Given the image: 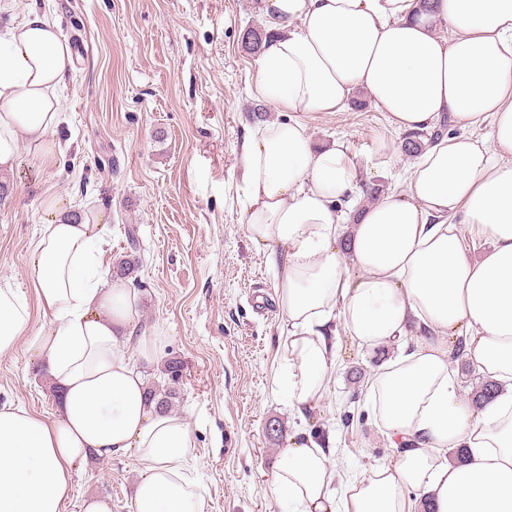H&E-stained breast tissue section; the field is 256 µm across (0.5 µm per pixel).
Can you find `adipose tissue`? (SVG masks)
Instances as JSON below:
<instances>
[{
  "instance_id": "ef3b65f1",
  "label": "adipose tissue",
  "mask_w": 512,
  "mask_h": 512,
  "mask_svg": "<svg viewBox=\"0 0 512 512\" xmlns=\"http://www.w3.org/2000/svg\"><path fill=\"white\" fill-rule=\"evenodd\" d=\"M258 9L272 36L255 91L289 116L243 146L244 224L275 271L289 404L301 411L323 395L337 327L371 348L424 334L368 384L396 461L340 495L334 449L296 435L273 497L293 512H412L416 497L432 512H512V0H259ZM72 64L45 17L0 33V174L24 145L53 163ZM358 90L395 130L446 115L459 132L424 149L404 191L346 213L357 171L345 144L317 145L297 116L340 111ZM485 122L489 140L473 139ZM466 228L487 244L479 256ZM105 244L104 224L53 196L27 265L32 295L0 279V356L40 313L48 326L27 350L59 397L49 418L0 406V512H65L77 466L125 455L140 471L132 512H204L186 474L190 425L147 401L125 351L134 341L142 360L157 361L135 295L104 275ZM456 354L500 385L493 400L476 408L464 396ZM456 448L463 461L451 458Z\"/></svg>"
}]
</instances>
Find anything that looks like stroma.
Listing matches in <instances>:
<instances>
[{
    "label": "stroma",
    "instance_id": "1",
    "mask_svg": "<svg viewBox=\"0 0 512 512\" xmlns=\"http://www.w3.org/2000/svg\"><path fill=\"white\" fill-rule=\"evenodd\" d=\"M53 21L69 42L74 69L52 165L21 147L0 195V279L26 286L44 201L57 194L108 226L107 265L138 260L124 280L137 298L140 329L158 337L162 358L184 364L179 384L149 365L147 383L175 387L173 411L195 440L193 478L205 512H288L271 494L276 462L290 437L328 436L339 482L394 461L395 451L365 404L368 381L398 354L336 332V368L323 396L297 414L275 384L285 317L264 251L249 241L241 149L256 119L257 58L242 37L266 28L256 0H9L0 30L31 11ZM316 143L343 140L363 186L404 188L415 164L387 116L366 93L339 112L300 117ZM135 228L136 241L126 230ZM16 402L50 417V377L25 346L0 356V405ZM280 422L281 433L270 423ZM134 457L93 459L75 477L65 512L86 495L131 512Z\"/></svg>",
    "mask_w": 512,
    "mask_h": 512
}]
</instances>
